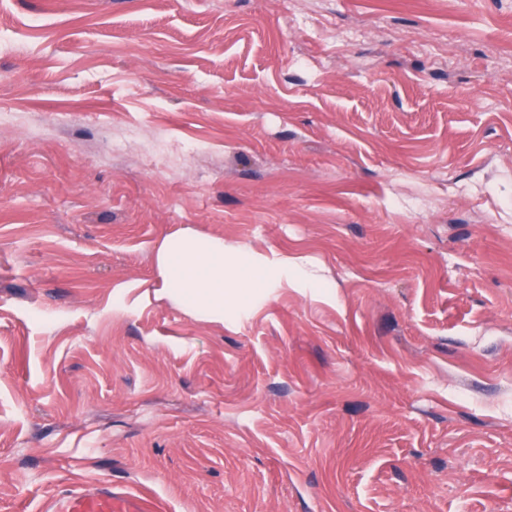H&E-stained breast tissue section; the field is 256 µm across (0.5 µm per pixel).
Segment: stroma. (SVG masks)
<instances>
[{"mask_svg": "<svg viewBox=\"0 0 512 512\" xmlns=\"http://www.w3.org/2000/svg\"><path fill=\"white\" fill-rule=\"evenodd\" d=\"M0 107V512H512V0H0ZM161 292L196 316L224 318V288H267L264 273L245 258L228 261L224 241L190 230L169 235L156 250ZM157 505L146 498H135L112 487L111 481L82 482L63 489L41 505L42 512H154Z\"/></svg>", "mask_w": 512, "mask_h": 512, "instance_id": "stroma-1", "label": "stroma"}]
</instances>
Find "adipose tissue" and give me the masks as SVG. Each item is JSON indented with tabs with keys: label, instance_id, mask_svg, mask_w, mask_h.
Returning <instances> with one entry per match:
<instances>
[{
	"label": "adipose tissue",
	"instance_id": "1",
	"mask_svg": "<svg viewBox=\"0 0 512 512\" xmlns=\"http://www.w3.org/2000/svg\"><path fill=\"white\" fill-rule=\"evenodd\" d=\"M155 261L162 293L205 319L223 320L225 289L267 284L264 273L246 259L227 260L223 240L189 230L164 238Z\"/></svg>",
	"mask_w": 512,
	"mask_h": 512
}]
</instances>
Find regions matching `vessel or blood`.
<instances>
[{
  "instance_id": "1",
  "label": "vessel or blood",
  "mask_w": 512,
  "mask_h": 512,
  "mask_svg": "<svg viewBox=\"0 0 512 512\" xmlns=\"http://www.w3.org/2000/svg\"><path fill=\"white\" fill-rule=\"evenodd\" d=\"M156 504L116 491L111 482H82L63 489L43 503L41 512H156Z\"/></svg>"
}]
</instances>
